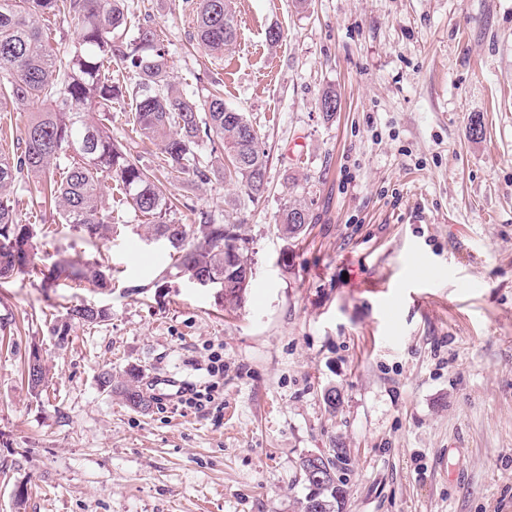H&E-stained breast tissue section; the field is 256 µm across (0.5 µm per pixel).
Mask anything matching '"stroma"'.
Instances as JSON below:
<instances>
[{"label": "stroma", "mask_w": 512, "mask_h": 512, "mask_svg": "<svg viewBox=\"0 0 512 512\" xmlns=\"http://www.w3.org/2000/svg\"><path fill=\"white\" fill-rule=\"evenodd\" d=\"M130 5L180 88L221 84L257 131L259 203L215 175L173 183L169 215L242 221L253 277L229 311L128 206L96 249L45 219L39 264L97 259L112 285L0 284V512H301L300 459L335 448L344 512H512V0H235L218 57L193 48L183 0ZM295 199L314 221L286 240ZM75 306L110 318L58 344L49 320ZM105 370L135 371L150 410ZM169 377L212 402L180 404ZM99 382L103 389H107L111 392L113 389L118 390V393L121 394L127 405L134 409L146 411L150 407V400L137 389V386L131 383L132 381L113 387L112 373L111 371L105 370L99 376Z\"/></svg>", "instance_id": "35a3bbf8"}]
</instances>
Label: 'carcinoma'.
<instances>
[{"label":"carcinoma","mask_w":512,"mask_h":512,"mask_svg":"<svg viewBox=\"0 0 512 512\" xmlns=\"http://www.w3.org/2000/svg\"><path fill=\"white\" fill-rule=\"evenodd\" d=\"M196 16L198 45L221 55L237 37L233 0H186ZM77 22V40L67 54L53 48L45 35L46 23L58 16ZM132 13L126 0H0V105H36L24 129L14 138L12 151L0 152V280L36 273L44 283L60 280L74 286L100 288L111 284L102 265L83 259H63L49 267L36 262L41 228L17 218L23 195L15 186L34 185L40 215L50 213L60 224L83 234L96 246L112 237V215L105 204L104 182L111 180L122 201L146 219L140 225L148 238L160 237L173 249L174 266L191 277L224 279V247L237 244L233 271L246 274L252 264L249 239L242 225L217 224L200 213L197 224H174L168 215L177 198L153 171L141 166L123 145L112 139L106 124L112 102H132L128 124L145 147L160 150L171 177L183 175L206 183L212 174L245 189L248 201L259 202L267 189V155L245 113L229 108L219 86L206 99L179 90L170 80L168 52L157 29L137 25V35L115 42L113 33L126 29ZM133 72V86L112 79V71ZM336 92L326 89L319 104L323 114L337 112ZM211 145L203 162L200 144ZM313 223L306 204L284 205L277 230L284 239L301 236ZM110 318L105 309L76 306L54 321L58 343L68 340L76 325H96ZM100 386L116 389L128 406L143 411L150 400L133 383L112 386V371L99 376ZM332 474L316 484V508L302 503V512H340L346 480L338 476L345 459L334 449L325 455Z\"/></svg>","instance_id":"carcinoma-1"}]
</instances>
